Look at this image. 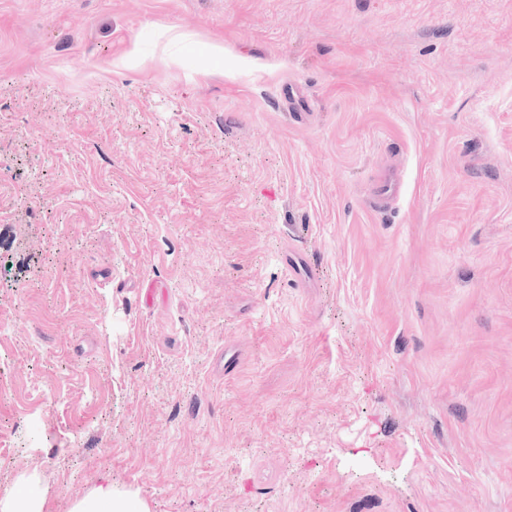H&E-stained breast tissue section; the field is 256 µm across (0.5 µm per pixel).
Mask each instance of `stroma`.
Instances as JSON below:
<instances>
[{"mask_svg":"<svg viewBox=\"0 0 512 512\" xmlns=\"http://www.w3.org/2000/svg\"><path fill=\"white\" fill-rule=\"evenodd\" d=\"M32 472L47 512H512V0H0ZM69 512H149L145 501L135 494L115 490L111 481L99 484L90 494L75 501Z\"/></svg>","mask_w":512,"mask_h":512,"instance_id":"1","label":"stroma"}]
</instances>
